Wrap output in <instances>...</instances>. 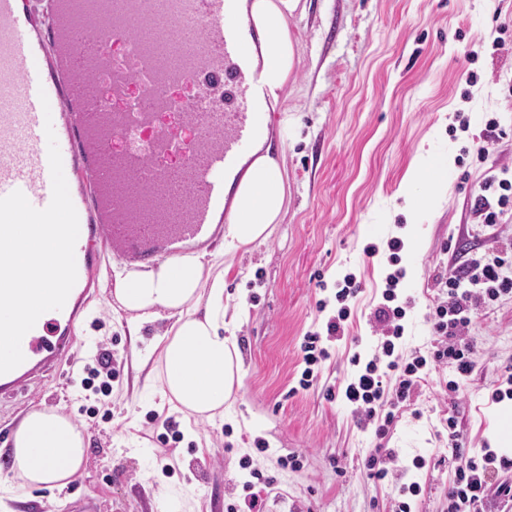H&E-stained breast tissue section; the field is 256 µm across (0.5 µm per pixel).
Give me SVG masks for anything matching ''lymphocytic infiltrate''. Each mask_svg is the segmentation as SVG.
<instances>
[{"instance_id":"f902f5d3","label":"lymphocytic infiltrate","mask_w":512,"mask_h":512,"mask_svg":"<svg viewBox=\"0 0 512 512\" xmlns=\"http://www.w3.org/2000/svg\"><path fill=\"white\" fill-rule=\"evenodd\" d=\"M511 259L506 251L499 250L491 257L473 258L463 266L450 268L444 283L446 298L435 310L434 330L440 342L433 357L428 360L418 356L402 365L392 359L394 341L403 334L401 320L404 311L393 303L401 275L397 272L388 275L383 293L385 303L375 310L374 317L385 336L382 354L389 359L387 367L397 374L395 384L391 387L386 385L382 374L378 372V362L373 359L344 391L346 400L356 406L365 420H373L378 409L384 406L395 407L406 402L417 385L419 371L431 361L445 363L452 368L456 378L449 381L447 387L449 391H458L460 382L467 380L475 370L472 346L466 336L472 317L483 308L486 301L512 293V279L502 274L503 267ZM357 291L355 277L345 276L343 288L336 293L341 307L336 316L328 319L325 333L306 334L301 345L305 364L299 381L302 389L312 387L315 366L328 356L327 349L322 345L323 337L333 338L343 334L344 323L349 316L346 302ZM448 429L455 460L454 478L448 491V512H473L482 503L486 488L495 473L501 469L511 470L512 460L497 459L489 452L479 459L465 455L463 438L456 423H449Z\"/></svg>"}]
</instances>
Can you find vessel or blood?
Masks as SVG:
<instances>
[{
  "label": "vessel or blood",
  "mask_w": 512,
  "mask_h": 512,
  "mask_svg": "<svg viewBox=\"0 0 512 512\" xmlns=\"http://www.w3.org/2000/svg\"><path fill=\"white\" fill-rule=\"evenodd\" d=\"M239 0H0V197L52 198L53 127L79 219L77 288L102 254L151 267L234 220L236 183L273 123L244 52ZM75 314L40 317L0 395L77 345Z\"/></svg>",
  "instance_id": "obj_1"
}]
</instances>
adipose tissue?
Masks as SVG:
<instances>
[{
  "label": "adipose tissue",
  "mask_w": 512,
  "mask_h": 512,
  "mask_svg": "<svg viewBox=\"0 0 512 512\" xmlns=\"http://www.w3.org/2000/svg\"><path fill=\"white\" fill-rule=\"evenodd\" d=\"M299 0H254L251 16L261 34L260 78L278 98L297 62L287 17ZM288 177L271 156L258 158L241 179L236 218L226 238L237 251L266 241L288 204ZM114 296L131 324L167 313L171 324L153 342L162 398L187 419L223 415L242 385L243 362L234 337L224 333V273L185 255L150 271L118 280ZM85 438L55 410L29 412L16 429L10 470L18 488L67 484L85 463Z\"/></svg>",
  "instance_id": "adipose-tissue-1"
}]
</instances>
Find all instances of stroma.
<instances>
[{
  "label": "stroma",
  "mask_w": 512,
  "mask_h": 512,
  "mask_svg": "<svg viewBox=\"0 0 512 512\" xmlns=\"http://www.w3.org/2000/svg\"><path fill=\"white\" fill-rule=\"evenodd\" d=\"M288 28L298 59L270 106L288 122L272 151L288 172V211L249 250L229 253L219 240L202 251L203 263L220 255L230 267L224 303L243 359L233 408L189 427L161 405L144 359L167 321L130 328L114 297L121 268L105 257L72 361L33 379L27 393L0 397V512H67L73 494L97 512H227L243 505L249 481L263 512H396L402 501L411 512H448L449 421L470 453L512 447V397H492L512 368V294L474 318L476 368L458 393L445 388L451 368L430 365L382 437L342 397L379 342L374 312L390 272H404L397 353L409 362L437 344L431 317L450 265L512 246V204L492 228L474 215L488 177L497 181L493 200L500 180L512 183V0H301ZM481 145L487 158L477 156ZM423 158L438 166L436 177L410 182ZM410 195L429 203L407 210ZM394 237L403 247L392 264ZM348 274L359 291L347 302L345 333L327 343L314 386L301 389V343L324 331ZM104 350L117 375L100 399L83 369ZM36 407L62 409L89 438L67 488L17 489L8 467L12 435ZM94 407L99 417H90ZM373 451L385 479L366 474ZM292 456L298 467L287 466ZM411 484L418 494H400Z\"/></svg>",
  "instance_id": "1"
}]
</instances>
